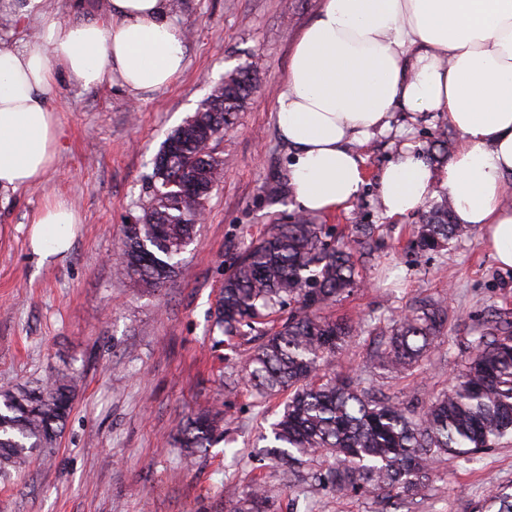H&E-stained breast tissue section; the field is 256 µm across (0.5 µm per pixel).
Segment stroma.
I'll return each mask as SVG.
<instances>
[{"label": "stroma", "instance_id": "35a3bbf8", "mask_svg": "<svg viewBox=\"0 0 512 512\" xmlns=\"http://www.w3.org/2000/svg\"><path fill=\"white\" fill-rule=\"evenodd\" d=\"M186 65L159 91L131 98L104 83L86 89L59 77L48 101L61 129L58 159L29 189L0 194V389L33 385L59 371L80 376L81 390L51 457L34 454L24 473L0 480V512H224L250 478L272 465L257 460L259 431L288 398L255 396L243 380L254 342H215L211 324L224 272L271 224L298 214L288 149L274 105L301 29L321 0H183ZM246 64L258 86L234 125L217 135L213 153L224 177L205 205L183 267L162 288L128 286L117 248L121 228L139 223L154 188L153 162L167 136L191 116L226 71ZM448 119L435 112H397L393 133L357 151L366 182L350 208L313 215L337 236L353 225L378 228L375 256L356 255L362 285L330 308L363 323L333 364L421 407L455 382L469 342L489 311L512 310V271L500 269L481 231L424 257L410 247L419 214L387 217L377 178L402 143L428 156ZM61 199L80 222L62 257L40 262L30 248L33 216ZM448 299L447 331L421 368L398 375L369 367L390 318L426 297ZM219 404L224 439L192 468L170 443L178 422ZM512 488V443L479 462L437 464L417 512H471L488 490ZM320 512H377L372 496L306 488Z\"/></svg>", "mask_w": 512, "mask_h": 512}]
</instances>
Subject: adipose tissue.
Here are the masks:
<instances>
[{
  "mask_svg": "<svg viewBox=\"0 0 512 512\" xmlns=\"http://www.w3.org/2000/svg\"><path fill=\"white\" fill-rule=\"evenodd\" d=\"M171 0H103L102 19L44 16L39 34L0 42V191L42 181L60 130L48 104L57 74L85 87L112 80L133 95L169 86L185 67ZM443 112L460 134L445 169L402 150L378 178L391 218L444 188L457 223L481 228L512 270V0H323L301 31L275 102L300 211L348 208L365 183L356 144L391 128L395 111ZM66 202L32 219L33 251H67L78 223Z\"/></svg>",
  "mask_w": 512,
  "mask_h": 512,
  "instance_id": "1",
  "label": "adipose tissue"
}]
</instances>
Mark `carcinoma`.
Masks as SVG:
<instances>
[{
	"label": "carcinoma",
	"mask_w": 512,
	"mask_h": 512,
	"mask_svg": "<svg viewBox=\"0 0 512 512\" xmlns=\"http://www.w3.org/2000/svg\"><path fill=\"white\" fill-rule=\"evenodd\" d=\"M257 85L249 66L224 73L222 82L185 121L200 134L154 161L155 189L141 223L123 225L120 257L130 287L160 288L175 276L204 209L224 174V161L209 138L233 124ZM448 198L431 204L413 229L420 252L440 251L465 236ZM375 227L355 224L348 237L332 238L321 224L301 215L291 224H271L232 261L214 312V327L228 338L254 334L258 344L245 369L251 388L264 396L288 391L283 411L260 435L277 462L275 476L294 491L327 483L340 494L376 495L382 512L410 509L425 496L434 465L473 459L512 439V312L500 310L481 322L472 354L448 392L420 411L394 397L374 396L358 376L328 370L361 327L323 314L360 286L354 260L372 250ZM287 316L262 326L276 311ZM448 325V299H422L392 320L373 353V368L402 374L418 365ZM81 378L60 372L45 382L0 390V478L19 475L34 452L50 457L61 437ZM224 436V413L214 404L187 416L172 442L181 460L196 459ZM326 462L321 473L312 465ZM265 474L225 503V512H271ZM473 512H512V492L500 487Z\"/></svg>",
	"instance_id": "cac0c4a2"
}]
</instances>
